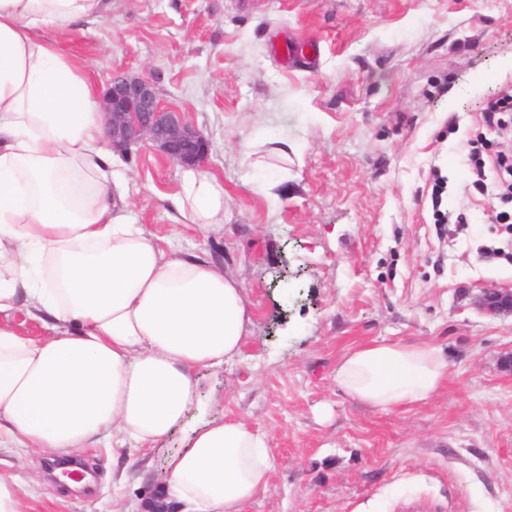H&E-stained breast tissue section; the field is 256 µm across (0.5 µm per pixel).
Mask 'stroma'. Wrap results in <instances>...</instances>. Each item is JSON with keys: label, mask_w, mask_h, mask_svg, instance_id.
I'll return each instance as SVG.
<instances>
[{"label": "stroma", "mask_w": 512, "mask_h": 512, "mask_svg": "<svg viewBox=\"0 0 512 512\" xmlns=\"http://www.w3.org/2000/svg\"><path fill=\"white\" fill-rule=\"evenodd\" d=\"M60 43L100 86L148 76L208 138L223 232L183 223L182 166L115 155L134 223L246 288L240 353L198 372L200 411L112 480V437L80 450L91 489L63 490L44 456L0 447L26 512H141L170 454L202 419L262 431L273 471L243 512H512V316L473 298L512 289V199L472 149L485 100L512 85V0H112ZM288 156L269 163L276 142ZM428 342L448 357L430 401L381 411L336 366L373 343Z\"/></svg>", "instance_id": "obj_1"}]
</instances>
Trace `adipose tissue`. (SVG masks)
Instances as JSON below:
<instances>
[{"mask_svg": "<svg viewBox=\"0 0 512 512\" xmlns=\"http://www.w3.org/2000/svg\"><path fill=\"white\" fill-rule=\"evenodd\" d=\"M110 0H0V446L70 455L103 433L148 449L194 407L196 375L239 354L252 320L238 279L165 252L112 179L99 89L59 46ZM185 223L224 229V187L201 167L170 198ZM41 323L22 335L18 312ZM448 378L442 348L345 354L337 385L379 410L421 404ZM264 433L235 418L193 431L160 491L180 512H242L266 489Z\"/></svg>", "mask_w": 512, "mask_h": 512, "instance_id": "obj_1", "label": "adipose tissue"}]
</instances>
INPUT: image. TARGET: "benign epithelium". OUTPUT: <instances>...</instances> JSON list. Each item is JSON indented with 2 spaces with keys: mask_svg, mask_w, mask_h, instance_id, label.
Segmentation results:
<instances>
[{
  "mask_svg": "<svg viewBox=\"0 0 512 512\" xmlns=\"http://www.w3.org/2000/svg\"><path fill=\"white\" fill-rule=\"evenodd\" d=\"M112 150L125 154L137 145H148L166 160L184 168L199 167L207 159L210 142L204 134L184 120L181 112L166 108L147 76L115 74L102 100ZM476 306L490 316L512 315V290L495 286L480 289ZM49 477L60 483L56 471L74 482L86 477L90 467L57 458L45 467Z\"/></svg>",
  "mask_w": 512,
  "mask_h": 512,
  "instance_id": "benign-epithelium-1",
  "label": "benign epithelium"
}]
</instances>
